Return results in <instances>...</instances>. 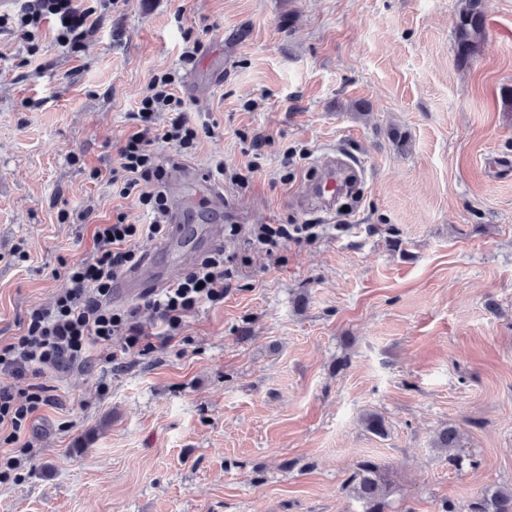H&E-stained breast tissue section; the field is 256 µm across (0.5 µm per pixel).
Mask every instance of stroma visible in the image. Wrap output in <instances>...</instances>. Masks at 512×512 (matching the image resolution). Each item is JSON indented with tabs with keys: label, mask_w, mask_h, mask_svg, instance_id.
I'll return each mask as SVG.
<instances>
[{
	"label": "stroma",
	"mask_w": 512,
	"mask_h": 512,
	"mask_svg": "<svg viewBox=\"0 0 512 512\" xmlns=\"http://www.w3.org/2000/svg\"><path fill=\"white\" fill-rule=\"evenodd\" d=\"M467 5L125 0L75 52L53 18L33 54L0 35V344L65 288L61 263L92 255L95 225L147 222L108 180L161 72L178 70L191 122L215 125L161 159L227 170L224 209L186 225L322 227L256 258L166 347L44 374L36 453L0 483V512H362L346 483L366 459L391 472L388 512L512 486V0H480L463 63ZM189 32L205 52L184 67ZM343 153L362 167L351 211L296 207ZM89 206L90 223L59 218ZM446 424L462 467L433 444Z\"/></svg>",
	"instance_id": "35a3bbf8"
}]
</instances>
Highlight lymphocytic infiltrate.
<instances>
[{"instance_id": "f902f5d3", "label": "lymphocytic infiltrate", "mask_w": 512, "mask_h": 512, "mask_svg": "<svg viewBox=\"0 0 512 512\" xmlns=\"http://www.w3.org/2000/svg\"><path fill=\"white\" fill-rule=\"evenodd\" d=\"M118 3L96 0L94 6L84 9L77 0H25L16 16H0V33L14 31L31 43L45 19L56 16L61 24L59 43L73 48L92 15L114 9ZM176 84L173 71L152 79L136 111L129 115L135 131L119 147V165L112 171L113 194L137 200L149 217L148 223H131L127 213L118 211L110 223L96 225L94 254L64 265L66 288L50 306L31 309L21 332L0 345V373L11 379L10 384L0 386V444L19 448L18 455L7 457L0 465L2 480H9L23 459L32 456V448L20 438L37 413L51 402L45 388L37 385V378L49 370L90 366L94 348L111 345L116 338L121 340L125 355H139L155 344H167L190 313L201 305L224 301L233 273L226 268L220 251L202 259L168 287L146 294L141 304L117 308L110 300L113 282L142 260L141 241L155 240L166 231L169 208L163 189L164 168L155 143L172 144L181 151L197 145L199 131L175 93ZM317 236L312 224H256L250 230V251L235 255L234 261L245 269L253 262L252 251L269 252L288 239L313 240ZM146 309L156 317L149 332L142 321Z\"/></svg>"}]
</instances>
